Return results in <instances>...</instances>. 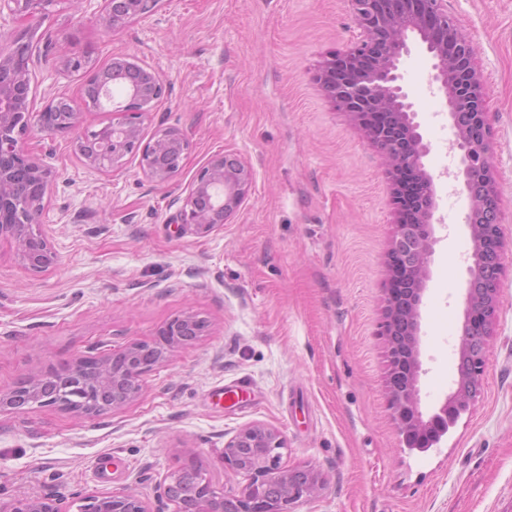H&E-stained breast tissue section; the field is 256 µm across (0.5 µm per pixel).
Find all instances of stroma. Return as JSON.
<instances>
[{
    "instance_id": "1",
    "label": "stroma",
    "mask_w": 512,
    "mask_h": 512,
    "mask_svg": "<svg viewBox=\"0 0 512 512\" xmlns=\"http://www.w3.org/2000/svg\"><path fill=\"white\" fill-rule=\"evenodd\" d=\"M477 49L493 134L505 266L480 394L438 445L405 448L388 406L386 254L397 221L377 149L314 80L355 41L348 0H159L118 29L58 0L48 16L0 28L32 35V109L80 104L84 78L123 57L165 84L144 118L151 140L182 130L190 148L167 184L138 155L121 171L89 170L74 143L112 121L83 108L78 128L30 127L23 147L56 178L39 218L57 254L37 273L0 238V391L78 355L107 357L190 312L206 329L142 378L122 410L81 419L55 406L0 413V507L23 496L133 492L157 507L160 484L193 453L217 489L224 444L245 426L276 428L282 462L325 479L292 512H512V0H448ZM437 186V242L421 306V409L432 413L456 374L470 263L467 203L442 94L420 47L401 60ZM227 153L253 171L249 196L221 226L178 224L194 175ZM239 395H230V388Z\"/></svg>"
}]
</instances>
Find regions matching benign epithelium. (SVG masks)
Wrapping results in <instances>:
<instances>
[{"mask_svg":"<svg viewBox=\"0 0 512 512\" xmlns=\"http://www.w3.org/2000/svg\"><path fill=\"white\" fill-rule=\"evenodd\" d=\"M57 0H0V22L9 17L28 21L49 12ZM78 9L99 14L113 29L133 17L151 15L157 0H71ZM359 29L356 41L328 58L317 73L326 98L347 113L367 140L384 156L398 210L395 233L388 251L390 271L382 326L387 356L385 390L389 408L403 442L426 451L438 443L461 415L470 411L482 388L487 345L500 298L504 266L500 203L494 176L493 137L489 124L482 73L475 66L473 42L448 15V0H349ZM416 37L431 61V84L445 98L452 149L459 165L452 173L468 201V230L472 265L463 292L464 321L457 345L461 364L457 378L437 411L424 416L420 406V309L428 279V264L437 239L433 220L437 210L434 177L423 158L429 153L416 122L414 102L401 84L400 63L409 53V37ZM33 45L18 36L11 51L0 55V237L13 239L19 259L41 272L56 262V253L38 224L52 169L29 155L22 136L31 118L46 133L77 125L79 111L67 100H52L34 114L29 110ZM89 57L70 56L62 72L89 69ZM164 92L161 77L149 68L112 60V75L96 70L88 77L84 106L109 110L118 121L77 138L76 149L85 165L96 172L114 173L124 158L139 153L140 168L153 182L167 183L182 169L188 150L184 134L172 127L159 130L154 140L142 143V121ZM251 167L231 154L212 156L195 174L179 213V223L208 232L224 223L247 200ZM186 338L162 342V354L152 342H133L123 355L137 361L113 368L109 359L76 356L45 375L31 377L0 392V411L19 412L34 398L42 381L55 376L76 380L87 388L118 390L112 403L100 408L89 401L72 408L63 400L44 395L37 404L53 405L82 418L98 417L125 407L139 394L141 377L159 365ZM285 440L276 429L253 423L224 443V468L246 477L237 494L216 491L208 479L199 483L194 499L182 493L181 476L197 466L191 454L183 456L167 474L161 499L169 512H291L299 500L317 498L324 489L319 471L282 465ZM77 512H153L139 495L119 493L78 495ZM9 512H69L53 494L18 498Z\"/></svg>","mask_w":512,"mask_h":512,"instance_id":"1","label":"benign epithelium"}]
</instances>
